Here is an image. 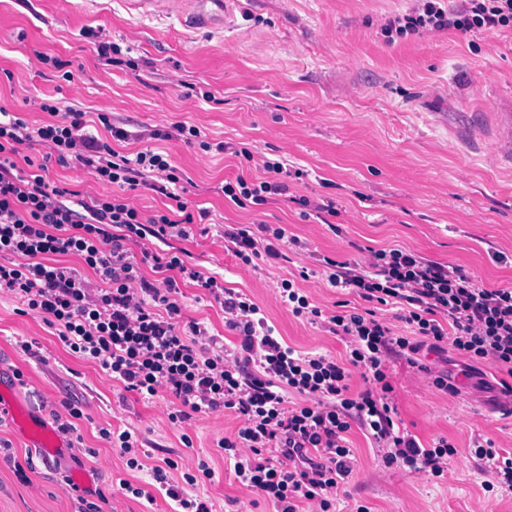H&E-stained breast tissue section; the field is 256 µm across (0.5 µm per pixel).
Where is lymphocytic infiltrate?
I'll use <instances>...</instances> for the list:
<instances>
[{
	"label": "lymphocytic infiltrate",
	"instance_id": "lymphocytic-infiltrate-1",
	"mask_svg": "<svg viewBox=\"0 0 512 512\" xmlns=\"http://www.w3.org/2000/svg\"><path fill=\"white\" fill-rule=\"evenodd\" d=\"M483 28L512 29V0H460L449 9L425 0L387 26L399 35ZM39 108L48 119L34 130L19 117L0 120V258H9L0 261V290L60 326L72 352L126 390L148 400L162 392L174 397L180 407L171 412V422L197 413L237 414L236 434L219 446L237 481L275 512H330L352 472L346 434L355 425L381 445L387 465L442 475L456 447L444 437L425 445L396 431L383 365L391 356L410 361L424 345L446 344L469 361L512 375V287H486L462 267L406 249H374L362 263L325 256L320 264L327 283L352 289L366 307L327 316L295 281L282 280L280 302L295 317L323 322L349 347L342 361L301 353L275 336L257 303L225 288L222 276L197 270L186 250L168 249L169 240L187 237V225L206 220L209 212L190 207L167 152L124 151L136 135L106 114L98 116L110 135L105 141L87 132L83 109L62 110L47 99ZM33 140L46 148L47 160L26 173L15 157ZM51 159L75 160L97 182L113 187V194L80 200L73 190L51 186ZM263 169L258 179L236 176L222 193L241 208L287 194L283 162L265 160ZM142 187L168 199L169 207L144 216L129 197ZM149 238L165 245L150 255L163 275L159 282L143 275L127 248ZM224 238L247 266L260 257L282 259L283 241L299 251L306 247L286 228L269 224L253 232L230 226ZM66 255L78 256L102 287L91 288L83 274L60 264ZM182 278L223 304L227 325L239 336L237 352L218 347L201 323L180 325L176 292ZM379 305L399 306L406 333L377 319ZM356 372L365 382L357 392L351 388ZM288 391L300 395L301 404L289 405Z\"/></svg>",
	"mask_w": 512,
	"mask_h": 512
}]
</instances>
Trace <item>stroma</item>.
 <instances>
[{
    "mask_svg": "<svg viewBox=\"0 0 512 512\" xmlns=\"http://www.w3.org/2000/svg\"><path fill=\"white\" fill-rule=\"evenodd\" d=\"M416 0H160L144 10L136 0H0V109L35 128L48 115L42 98L106 113L133 132L175 123L196 126L202 141L244 143L248 163L198 144L163 141L190 185L192 205L208 208L180 248L202 271L223 274L225 287L245 293L302 352L344 359L346 344L320 325L292 315L279 301L281 280L300 269L311 299L333 313L358 297L331 287L320 256L364 261L365 248H402L463 267L488 287H512V157L498 152L496 115L512 113V31L386 33L389 19ZM120 46L122 64H106L99 42ZM71 61L64 81L39 54ZM284 160L303 178L259 207L224 197V181L262 177L266 159ZM333 202L324 224L299 197ZM279 224L307 246L302 255L245 266L224 246L228 224ZM339 232H332V225ZM182 322L202 323L226 346L236 338L224 310L195 282L180 284ZM0 292V392H10L32 418L77 407V435H62L44 461L10 417L0 418V512H173L152 466L172 460L167 482L186 486L198 461L212 478L186 486L209 512H271L242 486L221 439L234 436L231 412L198 414L172 423V398L144 402L98 365L70 351L42 315L21 313ZM394 420L422 443L445 437L456 447L444 473L432 477L386 465L383 451L359 428L347 439L353 471L335 512H512V489L495 466L472 453L474 439L495 442L512 456V395L491 364L468 369L451 352L426 350L419 366L390 357ZM452 375L456 393L433 376ZM129 431L144 467L129 468L105 432ZM144 489L137 498L121 481ZM493 491H486V484Z\"/></svg>",
    "mask_w": 512,
    "mask_h": 512,
    "instance_id": "stroma-1",
    "label": "stroma"
}]
</instances>
